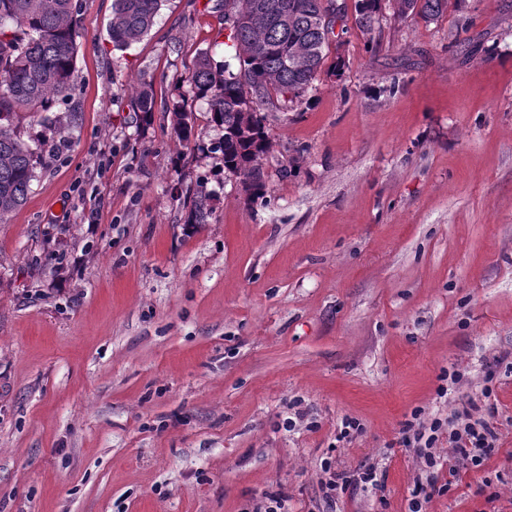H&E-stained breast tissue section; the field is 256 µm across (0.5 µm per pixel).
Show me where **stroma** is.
<instances>
[{"instance_id":"1","label":"stroma","mask_w":512,"mask_h":512,"mask_svg":"<svg viewBox=\"0 0 512 512\" xmlns=\"http://www.w3.org/2000/svg\"><path fill=\"white\" fill-rule=\"evenodd\" d=\"M112 3L81 0L76 123L0 222V512H407L403 423L489 401L497 448L426 510L512 512V0L383 6L374 50L349 26L341 74L267 117L253 202L205 102L202 150L171 133L198 55L228 56L223 9L162 0L125 49ZM326 460L386 486L327 505ZM414 10L408 17L420 18L425 22L439 19L448 8V0H409ZM403 18V19H406Z\"/></svg>"}]
</instances>
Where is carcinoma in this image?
<instances>
[{
  "instance_id": "carcinoma-1",
  "label": "carcinoma",
  "mask_w": 512,
  "mask_h": 512,
  "mask_svg": "<svg viewBox=\"0 0 512 512\" xmlns=\"http://www.w3.org/2000/svg\"><path fill=\"white\" fill-rule=\"evenodd\" d=\"M324 0H224L238 9L252 7L232 37L237 70L216 65L206 53L196 59L188 78L189 92L206 102L210 122L222 130L213 150L222 154L224 170L241 178L246 199L266 193L263 158L269 153L265 120L272 99L306 93L323 70L333 27L323 24ZM411 17L439 19L448 0H410ZM161 0H114L108 34L118 47L139 42L151 30ZM381 0H356L354 22L368 34L374 30ZM78 0H0V220L27 201L37 169L64 140L75 113L49 116L52 106L70 96L78 55ZM312 52L287 63L285 54L296 43ZM155 99L145 83L135 98L139 119L151 121ZM22 112L46 113L40 124L52 134L32 145L20 136ZM173 132L188 143L195 137L193 113L176 102ZM206 196H199L186 223L203 224Z\"/></svg>"
}]
</instances>
